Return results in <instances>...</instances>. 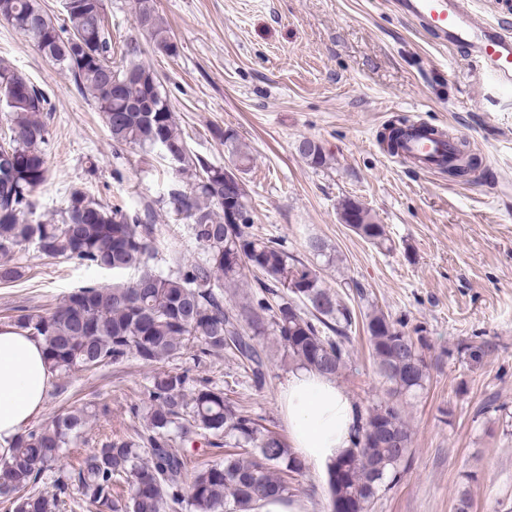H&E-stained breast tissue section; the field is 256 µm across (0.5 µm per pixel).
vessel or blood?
I'll list each match as a JSON object with an SVG mask.
<instances>
[{
	"label": "vessel or blood",
	"instance_id": "1",
	"mask_svg": "<svg viewBox=\"0 0 512 512\" xmlns=\"http://www.w3.org/2000/svg\"><path fill=\"white\" fill-rule=\"evenodd\" d=\"M395 11L452 48L464 49L500 88H512V0H494L492 14L473 0H392ZM403 154L413 169L432 173L461 165L468 157L456 140L429 134L415 121L407 126Z\"/></svg>",
	"mask_w": 512,
	"mask_h": 512
}]
</instances>
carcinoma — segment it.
Masks as SVG:
<instances>
[{
	"label": "carcinoma",
	"instance_id": "carcinoma-1",
	"mask_svg": "<svg viewBox=\"0 0 512 512\" xmlns=\"http://www.w3.org/2000/svg\"><path fill=\"white\" fill-rule=\"evenodd\" d=\"M133 8L136 27L154 51L169 53L174 40L155 0H134ZM64 12V23L57 25L40 0H0V18L31 38L93 100L115 149H157L172 164L176 182L162 203L166 212L188 221L201 257L167 273L156 271L154 209L111 205L79 188L70 191L58 218L34 222L33 196L49 173L51 109L43 92L0 61V121L6 125L0 136V284L22 278L14 256L30 244L47 260H74L114 277L110 287H80L51 311L22 312L10 325L42 342L55 377L130 357L159 363L196 342L203 355L231 353L260 386L269 336L296 364L338 376L346 366L354 313L322 284L315 268L295 260L277 240L250 231L245 188L224 183V171L243 173L250 164L234 132L220 133L232 156L228 167L191 151L156 74L140 61L138 40H127L119 61L113 60L105 0H67ZM300 143L310 166H325L319 143ZM479 168L472 155L468 165L448 175L467 182ZM234 212L238 224L229 223ZM341 220L374 245L386 240L384 225L357 201L343 203ZM130 270L136 274L127 281ZM247 270L261 273L260 292L233 307L225 304L224 286L241 281ZM362 324L391 388L389 400L357 414L351 448L328 468L331 512H370L398 480L411 444L400 397L423 388L428 378L422 328L410 329L380 310L365 314ZM148 397L139 442L116 439L94 450L55 480L57 493L51 496L37 487L88 415L72 410L24 430L0 454V501L13 512H58L73 481L83 503L112 512H254L263 498L293 496L294 477L305 473V460L223 391L204 381L191 387L186 374L162 371L152 378ZM221 436L232 448L224 460L188 469L183 449L200 441L213 446Z\"/></svg>",
	"mask_w": 512,
	"mask_h": 512
}]
</instances>
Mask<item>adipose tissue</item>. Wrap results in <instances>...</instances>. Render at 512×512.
Returning <instances> with one entry per match:
<instances>
[{
	"label": "adipose tissue",
	"instance_id": "adipose-tissue-1",
	"mask_svg": "<svg viewBox=\"0 0 512 512\" xmlns=\"http://www.w3.org/2000/svg\"><path fill=\"white\" fill-rule=\"evenodd\" d=\"M51 381L41 343L0 327V451L39 415ZM281 404L292 448L316 468H326L350 448L354 407L331 378L296 369Z\"/></svg>",
	"mask_w": 512,
	"mask_h": 512
}]
</instances>
